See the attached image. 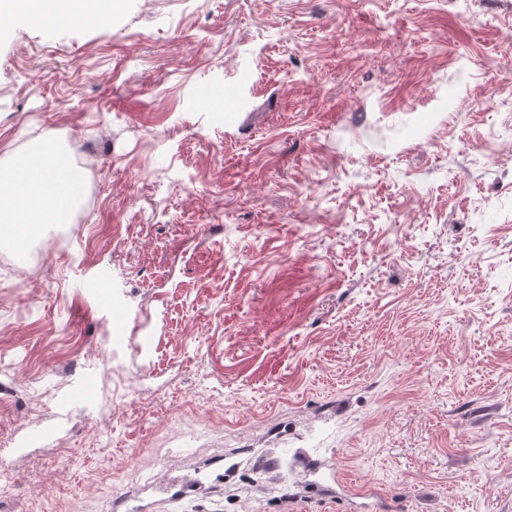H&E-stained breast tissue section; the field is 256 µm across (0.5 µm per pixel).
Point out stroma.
<instances>
[{
  "label": "stroma",
  "instance_id": "stroma-1",
  "mask_svg": "<svg viewBox=\"0 0 512 512\" xmlns=\"http://www.w3.org/2000/svg\"><path fill=\"white\" fill-rule=\"evenodd\" d=\"M45 143L108 175L0 242V512H512V0L0 19Z\"/></svg>",
  "mask_w": 512,
  "mask_h": 512
}]
</instances>
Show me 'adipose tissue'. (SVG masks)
<instances>
[{
    "label": "adipose tissue",
    "instance_id": "1",
    "mask_svg": "<svg viewBox=\"0 0 512 512\" xmlns=\"http://www.w3.org/2000/svg\"><path fill=\"white\" fill-rule=\"evenodd\" d=\"M100 4L101 0H0V17L63 15L78 22L99 11ZM61 174L51 147H38L18 158L8 178H0V227L11 232L20 224L31 233L39 225L61 222L75 202L74 193L56 189Z\"/></svg>",
    "mask_w": 512,
    "mask_h": 512
}]
</instances>
